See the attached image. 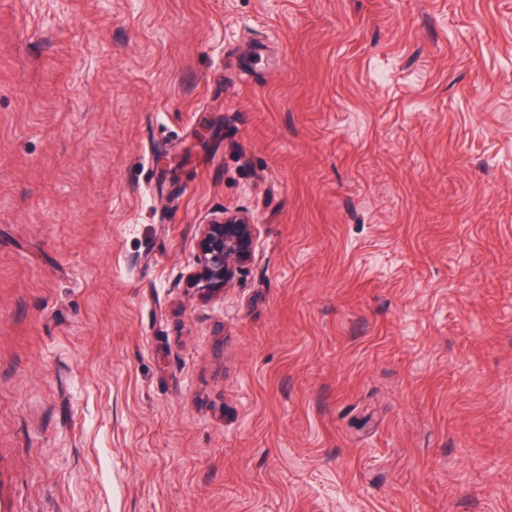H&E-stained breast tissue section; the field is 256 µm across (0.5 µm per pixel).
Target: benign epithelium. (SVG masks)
Masks as SVG:
<instances>
[{"label":"benign epithelium","mask_w":512,"mask_h":512,"mask_svg":"<svg viewBox=\"0 0 512 512\" xmlns=\"http://www.w3.org/2000/svg\"><path fill=\"white\" fill-rule=\"evenodd\" d=\"M257 228L244 212L224 210L199 225L192 278L213 297L231 287L254 259Z\"/></svg>","instance_id":"7a95c632"}]
</instances>
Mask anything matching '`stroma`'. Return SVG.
<instances>
[{
  "label": "stroma",
  "instance_id": "35a3bbf8",
  "mask_svg": "<svg viewBox=\"0 0 512 512\" xmlns=\"http://www.w3.org/2000/svg\"><path fill=\"white\" fill-rule=\"evenodd\" d=\"M226 209L255 258L204 300ZM0 475L512 512V0H0ZM197 257L192 278L213 297L230 288L254 259L257 224L244 212L224 210L198 224Z\"/></svg>",
  "mask_w": 512,
  "mask_h": 512
}]
</instances>
